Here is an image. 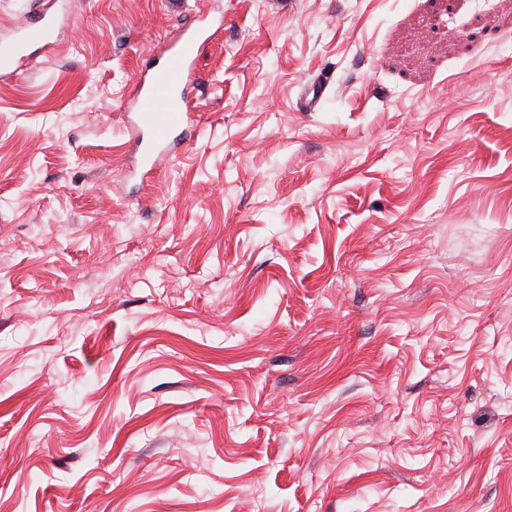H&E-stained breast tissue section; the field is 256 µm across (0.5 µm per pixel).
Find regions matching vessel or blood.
I'll use <instances>...</instances> for the list:
<instances>
[{
	"label": "vessel or blood",
	"mask_w": 512,
	"mask_h": 512,
	"mask_svg": "<svg viewBox=\"0 0 512 512\" xmlns=\"http://www.w3.org/2000/svg\"><path fill=\"white\" fill-rule=\"evenodd\" d=\"M30 19L0 39V74L17 75L29 68L41 51L54 45L58 21L31 6ZM211 34L202 26L189 27L157 48L152 65L132 84L123 110L135 114L140 164L155 169L158 161L174 153L192 123L189 112L196 80V64L210 44Z\"/></svg>",
	"instance_id": "1"
}]
</instances>
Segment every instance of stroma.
I'll return each instance as SVG.
<instances>
[{
  "instance_id": "35a3bbf8",
  "label": "stroma",
  "mask_w": 512,
  "mask_h": 512,
  "mask_svg": "<svg viewBox=\"0 0 512 512\" xmlns=\"http://www.w3.org/2000/svg\"><path fill=\"white\" fill-rule=\"evenodd\" d=\"M44 4L0 80V512H512V0ZM202 14L200 132L127 178ZM28 13L29 21L13 28L10 38L0 39L1 77L18 76L20 70L30 68L41 51L55 44L58 20L43 13L36 3Z\"/></svg>"
}]
</instances>
